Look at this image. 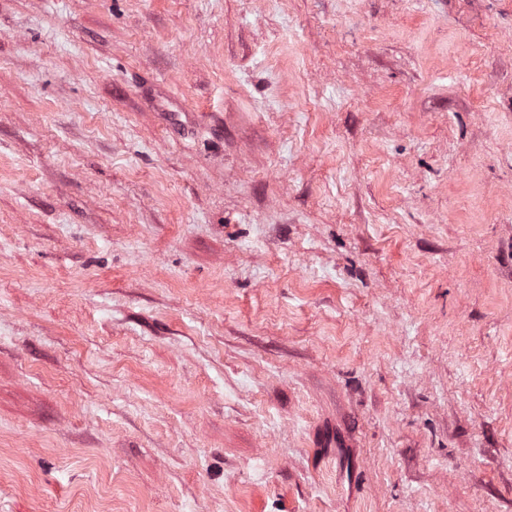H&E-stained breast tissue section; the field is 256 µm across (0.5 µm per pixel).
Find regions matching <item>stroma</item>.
Listing matches in <instances>:
<instances>
[{"mask_svg": "<svg viewBox=\"0 0 512 512\" xmlns=\"http://www.w3.org/2000/svg\"><path fill=\"white\" fill-rule=\"evenodd\" d=\"M0 512H512V0H0Z\"/></svg>", "mask_w": 512, "mask_h": 512, "instance_id": "1", "label": "stroma"}]
</instances>
